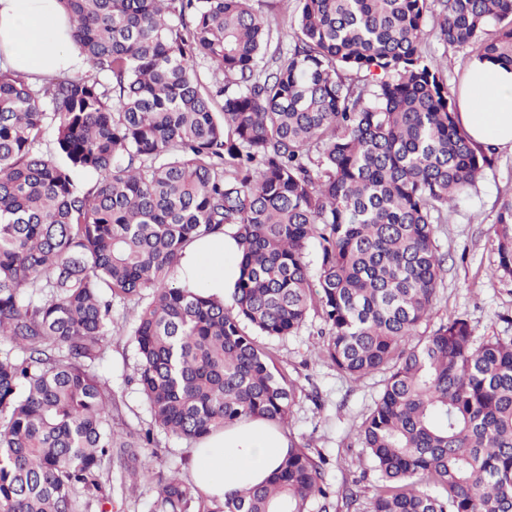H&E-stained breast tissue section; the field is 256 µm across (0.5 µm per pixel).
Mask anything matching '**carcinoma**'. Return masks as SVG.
<instances>
[{
  "label": "carcinoma",
  "mask_w": 512,
  "mask_h": 512,
  "mask_svg": "<svg viewBox=\"0 0 512 512\" xmlns=\"http://www.w3.org/2000/svg\"><path fill=\"white\" fill-rule=\"evenodd\" d=\"M60 2L93 73L0 69V512H109L112 470L132 494L150 484L134 449L157 431L288 423L294 385L256 337L312 314L339 375H384L359 430L370 512H512V337L478 343L460 315L422 329L437 225L491 163L424 29L436 13L445 46L512 69V0H299L271 55L254 0ZM201 60L225 81L201 90ZM498 223L492 279L512 276V199ZM227 229L229 299L175 282L185 248ZM116 300L136 306L152 420L126 434L96 371ZM289 443L260 485L210 504L173 474L152 508L335 512L327 458Z\"/></svg>",
  "instance_id": "obj_1"
}]
</instances>
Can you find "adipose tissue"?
Wrapping results in <instances>:
<instances>
[{"mask_svg": "<svg viewBox=\"0 0 512 512\" xmlns=\"http://www.w3.org/2000/svg\"><path fill=\"white\" fill-rule=\"evenodd\" d=\"M69 15L60 0H0V65L51 76L78 70ZM458 118L472 141L486 149L512 150V70L473 61L457 94ZM237 246L228 234L199 239L186 248L181 281L225 295L237 276ZM288 451L274 426L249 420L213 432L192 450L191 474L204 496L216 501L261 483Z\"/></svg>", "mask_w": 512, "mask_h": 512, "instance_id": "adipose-tissue-1", "label": "adipose tissue"}]
</instances>
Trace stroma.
Listing matches in <instances>:
<instances>
[{"mask_svg":"<svg viewBox=\"0 0 512 512\" xmlns=\"http://www.w3.org/2000/svg\"><path fill=\"white\" fill-rule=\"evenodd\" d=\"M424 51L435 57L450 88H457L474 60L472 48H449L427 23ZM491 164L483 171L476 191L461 198L439 225L436 239L447 256L446 271L438 290L429 327L451 315L468 318L476 339L512 336V277L490 278L498 263L497 217L504 200L512 198V153L491 152ZM131 312L123 304L112 307L113 329L108 354L98 372L112 381L119 412L115 428L146 425L150 416L145 400L129 376L135 348L129 340ZM319 318H311L294 336L267 340L266 345L296 386L293 416L283 434L322 453L329 461L326 479L333 490L343 492L357 485L362 504H369L376 489L372 464L358 440L362 420L373 408L382 388L381 375L359 381L339 377L321 357L323 339ZM193 441L159 435L156 447L139 452L141 466L156 476L179 473L190 480Z\"/></svg>","mask_w":512,"mask_h":512,"instance_id":"35a3bbf8","label":"stroma"}]
</instances>
